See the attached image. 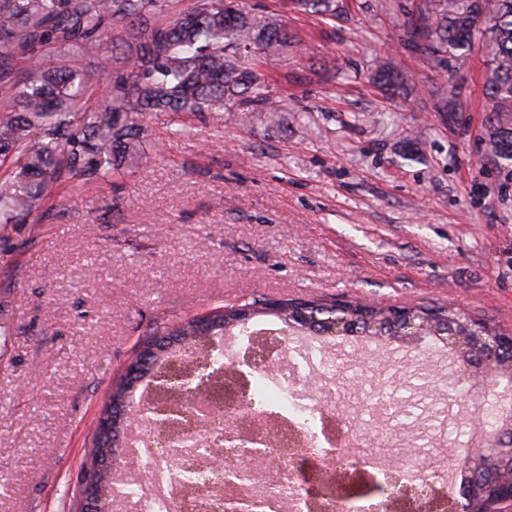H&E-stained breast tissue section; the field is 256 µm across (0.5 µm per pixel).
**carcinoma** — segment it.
Instances as JSON below:
<instances>
[{
  "instance_id": "obj_1",
  "label": "carcinoma",
  "mask_w": 512,
  "mask_h": 512,
  "mask_svg": "<svg viewBox=\"0 0 512 512\" xmlns=\"http://www.w3.org/2000/svg\"><path fill=\"white\" fill-rule=\"evenodd\" d=\"M227 0H191L180 10L175 0H0V165L16 164L0 181V224L29 217L40 220L55 189L86 178L110 182L137 171L148 126L157 113L217 112L229 106L243 119L257 109L276 112V101L260 73L264 60L283 56L294 42L288 13L334 18L339 0H280L282 12L256 14ZM417 47L433 59L468 51L479 33L487 36L490 68L483 93L489 102L487 146L500 170L512 176V0H423L407 18ZM122 34H115L116 29ZM104 79L100 101L89 105V87ZM374 79L401 83L387 61ZM420 326L421 336H446L455 325L468 337L462 365H479L483 345L477 337L504 330L469 317L450 304L403 308ZM273 316L292 331L328 336L338 317L351 319L352 336H400L403 328L392 306L346 301L344 307L319 299L258 298L220 307L202 319L173 325L169 336L191 347L206 336L247 333V323ZM141 356L138 374L111 388L101 416L121 414L138 383L151 377L167 351ZM499 372L512 379V345L497 352ZM124 443L112 430L96 428L79 481L94 483L99 512H112V470L122 460ZM109 464L96 468L100 449ZM463 495L486 472L473 454L455 462Z\"/></svg>"
}]
</instances>
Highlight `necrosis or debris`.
<instances>
[{"mask_svg":"<svg viewBox=\"0 0 512 512\" xmlns=\"http://www.w3.org/2000/svg\"><path fill=\"white\" fill-rule=\"evenodd\" d=\"M325 376L327 367L315 362L304 350L271 362L264 351H256L250 373L249 393L267 408L265 416L246 415L237 407L233 391L211 398L212 407L223 410L222 431L197 418L187 405L185 391L169 396L148 385L136 400L149 415L167 411L163 425L135 431L128 454L113 480L114 512H224L227 498L247 491L258 500L268 499L277 512H359L357 505H336L316 497L313 481L333 454L344 465L374 474L388 495L412 487L425 490L434 473L420 460L396 468L377 457L362 453L356 436L346 431L330 388L299 389L300 373ZM263 429L276 452L288 461L286 470L268 476L267 459L246 454L243 440L254 429ZM192 438L194 447L184 448L181 473L175 481L169 450Z\"/></svg>","mask_w":512,"mask_h":512,"instance_id":"necrosis-or-debris-1","label":"necrosis or debris"}]
</instances>
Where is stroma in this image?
<instances>
[{"mask_svg": "<svg viewBox=\"0 0 512 512\" xmlns=\"http://www.w3.org/2000/svg\"><path fill=\"white\" fill-rule=\"evenodd\" d=\"M419 0H346L263 72L277 116L147 118L139 172L61 185L40 224L0 231V512H71L114 377L147 336L265 298L452 302L512 331V181L486 152L483 35L437 62L404 41ZM335 57L336 67L323 63ZM403 75L371 80L377 60ZM188 134H176L178 123ZM351 430L448 467L466 387L438 339L359 362L333 337Z\"/></svg>", "mask_w": 512, "mask_h": 512, "instance_id": "stroma-1", "label": "stroma"}]
</instances>
